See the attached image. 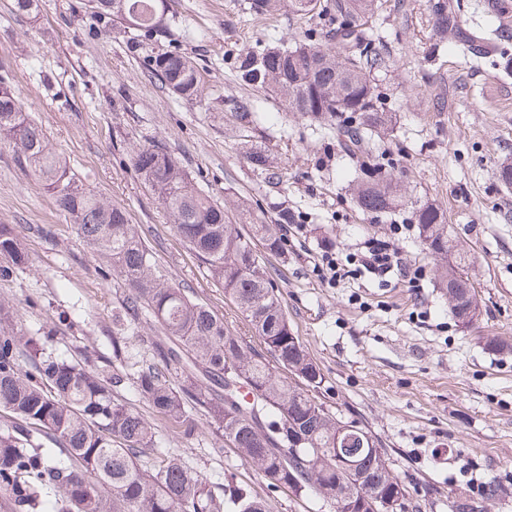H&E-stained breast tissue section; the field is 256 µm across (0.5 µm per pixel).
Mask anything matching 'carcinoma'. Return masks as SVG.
Returning <instances> with one entry per match:
<instances>
[{"mask_svg": "<svg viewBox=\"0 0 512 512\" xmlns=\"http://www.w3.org/2000/svg\"><path fill=\"white\" fill-rule=\"evenodd\" d=\"M288 0L304 30L287 43L237 56L235 68L247 85L267 90L288 112H299L329 127L355 166L353 200L369 217L408 206L403 185L385 168L380 143L393 131L371 73L388 70L373 28L384 0ZM283 0H251L257 16L272 17ZM95 21L136 31L138 52L170 36L168 0H88ZM438 44L451 42L472 61L484 60L512 75L508 44L512 32L461 20L460 0H428ZM148 73L160 87L186 100L198 97L201 76L190 57L176 50L154 52ZM241 129L254 124L253 102L230 99ZM0 144L12 148L18 164L53 196L77 236L112 262L128 294L125 316L145 318L165 342L141 366L137 389L157 415L185 434L196 429V414L212 433L236 448L272 489L296 497H335L336 428L340 423L368 437L376 451L360 452L367 480L353 485L357 498L398 494L397 512L414 508L408 486L390 466L379 441L355 420L329 410L319 396L323 374L295 336L257 245L284 252L276 225L256 221L241 232L224 219V205L195 187L181 163L163 146L138 148L133 165L157 195L170 223L212 281L224 288L259 340L255 347L231 332L194 292L160 270L127 211L79 184L67 162L25 111L8 75H0ZM253 171L269 174V157L259 145L245 152ZM420 243L434 257V276L448 294L472 288L467 253L448 234L440 208H413ZM24 236L0 225V278L28 267ZM209 384L200 383L199 371ZM0 497L10 512H39L44 490L57 495L55 512H266L264 504L227 480L216 487L170 456L154 473L141 457L156 450V428L140 412L112 395L111 384L85 363L52 356L40 339L26 337L0 304ZM58 453L34 447V435Z\"/></svg>", "mask_w": 512, "mask_h": 512, "instance_id": "1", "label": "carcinoma"}]
</instances>
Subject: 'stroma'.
<instances>
[{"label":"stroma","mask_w":512,"mask_h":512,"mask_svg":"<svg viewBox=\"0 0 512 512\" xmlns=\"http://www.w3.org/2000/svg\"><path fill=\"white\" fill-rule=\"evenodd\" d=\"M84 3L36 0L19 13L14 0H0V70L81 183L124 206L168 277L250 343V323L142 184L135 149L165 144L240 230L253 216L279 224L286 252L269 257L271 277L295 335L322 370L330 409L375 434L420 512H449V501L492 480L505 492L487 502L488 512H512V352L485 345L489 336L512 343V189L497 179L500 163L512 158V79L465 63L451 45L435 48L427 0H385L375 22L391 63L375 76L393 114L385 148L411 200L444 210L450 234L471 255L481 316L466 329L432 278L410 211L364 216L352 200L354 166L335 136L238 79L237 53L295 31L288 8L264 19L247 0H170L169 46L190 56L203 83L201 98L185 101L149 77L145 54L129 49L127 29L91 25ZM230 96L252 100L255 140L274 180L246 163ZM285 209L303 215L304 228L280 224ZM0 224L25 232L29 243V266L0 279V301L18 329L55 355L85 358L96 372L119 376L114 395L149 413L136 377L160 331L143 320L116 322L125 285L4 145ZM372 237L393 239L402 261L419 268L417 286L395 273L383 281L322 278L316 264L323 251L346 255ZM153 423L164 452L214 484L234 475L267 512H329L317 498L269 489L251 464L217 444L206 421L188 435L161 417Z\"/></svg>","instance_id":"1"}]
</instances>
